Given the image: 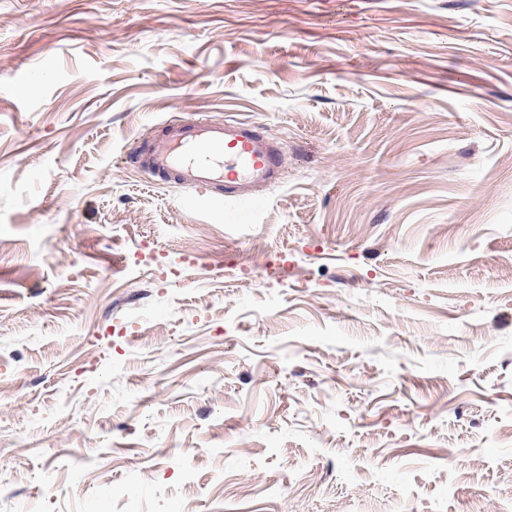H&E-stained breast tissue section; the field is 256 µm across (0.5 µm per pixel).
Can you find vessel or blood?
Wrapping results in <instances>:
<instances>
[{
    "label": "vessel or blood",
    "instance_id": "b4317fda",
    "mask_svg": "<svg viewBox=\"0 0 512 512\" xmlns=\"http://www.w3.org/2000/svg\"><path fill=\"white\" fill-rule=\"evenodd\" d=\"M140 166L186 189L217 190L225 201L256 207L259 188L274 182L285 155L274 138L244 121L190 119L165 125Z\"/></svg>",
    "mask_w": 512,
    "mask_h": 512
}]
</instances>
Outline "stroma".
I'll return each mask as SVG.
<instances>
[{
    "label": "stroma",
    "mask_w": 512,
    "mask_h": 512,
    "mask_svg": "<svg viewBox=\"0 0 512 512\" xmlns=\"http://www.w3.org/2000/svg\"><path fill=\"white\" fill-rule=\"evenodd\" d=\"M0 240V512H512V0H0ZM137 158L144 171L162 173L182 188L215 189L225 201L249 206L251 215L259 188L285 169V155L276 140L244 121L188 119L166 124L146 152L137 151Z\"/></svg>",
    "instance_id": "stroma-1"
}]
</instances>
